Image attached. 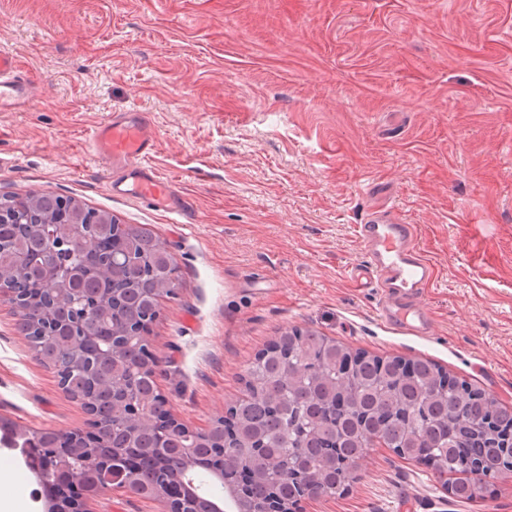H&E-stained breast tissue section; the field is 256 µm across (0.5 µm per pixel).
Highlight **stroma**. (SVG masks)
Returning a JSON list of instances; mask_svg holds the SVG:
<instances>
[{"mask_svg":"<svg viewBox=\"0 0 512 512\" xmlns=\"http://www.w3.org/2000/svg\"><path fill=\"white\" fill-rule=\"evenodd\" d=\"M1 48L37 101L0 112V195L74 197L176 259L150 336L172 414H225L293 327L431 359L512 404V0H0ZM132 110L188 215L113 194L90 151ZM379 210L415 225L434 267L428 334L384 322L382 290L349 275L365 262L356 226ZM0 417L87 422L4 299ZM302 512H512V479L458 502L377 446Z\"/></svg>","mask_w":512,"mask_h":512,"instance_id":"stroma-1","label":"stroma"}]
</instances>
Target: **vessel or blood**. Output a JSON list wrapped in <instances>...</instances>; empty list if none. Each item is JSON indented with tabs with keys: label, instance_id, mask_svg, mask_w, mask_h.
<instances>
[{
	"label": "vessel or blood",
	"instance_id": "obj_1",
	"mask_svg": "<svg viewBox=\"0 0 512 512\" xmlns=\"http://www.w3.org/2000/svg\"><path fill=\"white\" fill-rule=\"evenodd\" d=\"M34 102L33 88L16 76L13 55L0 50V108L30 106ZM91 141L94 152L107 167L121 169L112 182L115 192L175 209L169 181L146 164L156 149L157 136L145 115H114L96 127ZM358 237L368 267L377 273L385 295L384 320L405 325L415 333L427 332L428 322L415 300L420 289L430 283L432 268L420 255L413 225L377 212L359 225Z\"/></svg>",
	"mask_w": 512,
	"mask_h": 512
}]
</instances>
